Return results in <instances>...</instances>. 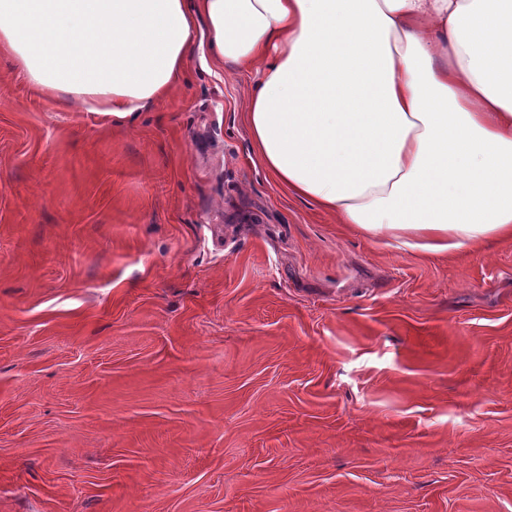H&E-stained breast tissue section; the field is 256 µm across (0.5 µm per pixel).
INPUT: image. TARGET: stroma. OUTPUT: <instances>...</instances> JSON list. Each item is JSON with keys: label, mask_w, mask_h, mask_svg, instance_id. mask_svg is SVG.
Instances as JSON below:
<instances>
[{"label": "stroma", "mask_w": 512, "mask_h": 512, "mask_svg": "<svg viewBox=\"0 0 512 512\" xmlns=\"http://www.w3.org/2000/svg\"><path fill=\"white\" fill-rule=\"evenodd\" d=\"M252 81L119 118L0 57V512H512V239L337 223Z\"/></svg>", "instance_id": "obj_1"}]
</instances>
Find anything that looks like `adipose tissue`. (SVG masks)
<instances>
[{
  "label": "adipose tissue",
  "mask_w": 512,
  "mask_h": 512,
  "mask_svg": "<svg viewBox=\"0 0 512 512\" xmlns=\"http://www.w3.org/2000/svg\"><path fill=\"white\" fill-rule=\"evenodd\" d=\"M203 55L255 70L263 167L374 238H512V0H0V55L45 97L127 116Z\"/></svg>",
  "instance_id": "obj_1"
}]
</instances>
